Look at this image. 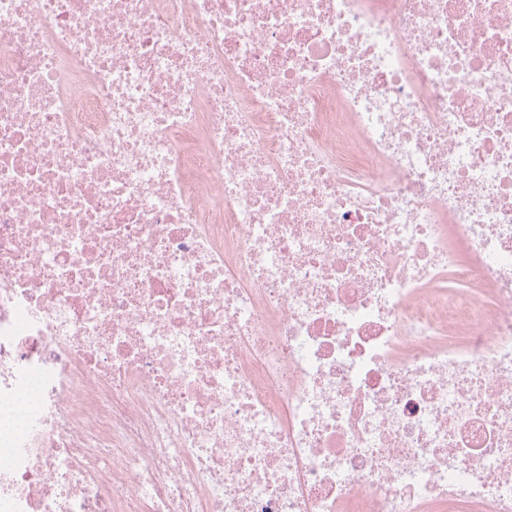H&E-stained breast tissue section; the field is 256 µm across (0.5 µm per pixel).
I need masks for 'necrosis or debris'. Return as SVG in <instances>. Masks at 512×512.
Here are the masks:
<instances>
[{
	"mask_svg": "<svg viewBox=\"0 0 512 512\" xmlns=\"http://www.w3.org/2000/svg\"><path fill=\"white\" fill-rule=\"evenodd\" d=\"M0 512H512V0H0Z\"/></svg>",
	"mask_w": 512,
	"mask_h": 512,
	"instance_id": "1",
	"label": "necrosis or debris"
}]
</instances>
